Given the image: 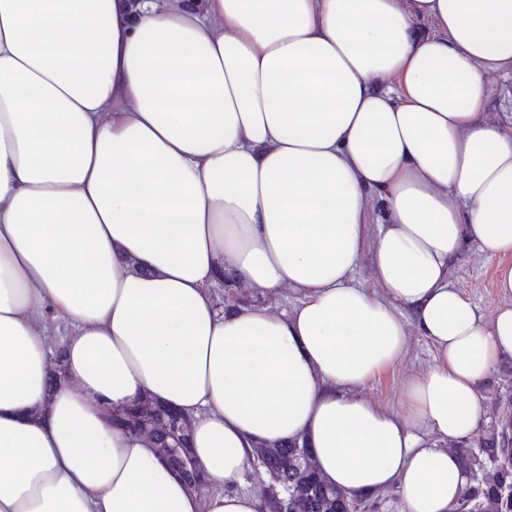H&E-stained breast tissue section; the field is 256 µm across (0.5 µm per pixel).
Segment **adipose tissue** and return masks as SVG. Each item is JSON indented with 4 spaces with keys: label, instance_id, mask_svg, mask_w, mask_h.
Returning <instances> with one entry per match:
<instances>
[{
    "label": "adipose tissue",
    "instance_id": "1",
    "mask_svg": "<svg viewBox=\"0 0 512 512\" xmlns=\"http://www.w3.org/2000/svg\"><path fill=\"white\" fill-rule=\"evenodd\" d=\"M496 74L512 0H0V512H263L243 475L288 441L456 512L449 446L512 358ZM470 244L489 312L450 277ZM412 325L434 361L388 412L360 390ZM147 399L191 417L210 492L112 424Z\"/></svg>",
    "mask_w": 512,
    "mask_h": 512
}]
</instances>
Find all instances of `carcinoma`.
<instances>
[{
    "label": "carcinoma",
    "mask_w": 512,
    "mask_h": 512,
    "mask_svg": "<svg viewBox=\"0 0 512 512\" xmlns=\"http://www.w3.org/2000/svg\"><path fill=\"white\" fill-rule=\"evenodd\" d=\"M489 452L504 457L492 476L484 484L462 492L461 512L470 505L479 504L480 512H512V440L506 436L492 437L485 442ZM309 449L296 442L264 449L261 467L271 476L273 484L266 494L269 512H345L348 492L328 484L317 471L305 464Z\"/></svg>",
    "instance_id": "cac0c4a2"
}]
</instances>
